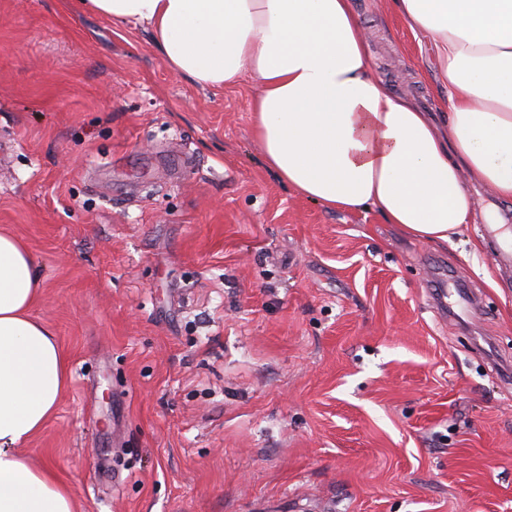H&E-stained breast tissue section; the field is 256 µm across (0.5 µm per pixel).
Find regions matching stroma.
I'll list each match as a JSON object with an SVG mask.
<instances>
[{"label":"stroma","mask_w":512,"mask_h":512,"mask_svg":"<svg viewBox=\"0 0 512 512\" xmlns=\"http://www.w3.org/2000/svg\"><path fill=\"white\" fill-rule=\"evenodd\" d=\"M353 5L375 74L439 111L391 0ZM256 92L81 0H0V232L71 368L23 454L79 512H512L505 251L480 220L421 242L301 197Z\"/></svg>","instance_id":"35a3bbf8"}]
</instances>
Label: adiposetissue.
Listing matches in <instances>:
<instances>
[{
	"mask_svg": "<svg viewBox=\"0 0 512 512\" xmlns=\"http://www.w3.org/2000/svg\"><path fill=\"white\" fill-rule=\"evenodd\" d=\"M429 44L448 130L373 71L351 0H84L149 26L167 67L209 88L251 79L253 131L267 169L303 198L373 211L420 240L467 224L472 175L512 202V0H392ZM30 250L0 234V512H77L50 462L20 448L54 416L71 379Z\"/></svg>",
	"mask_w": 512,
	"mask_h": 512,
	"instance_id": "ef3b65f1",
	"label": "adipose tissue"
}]
</instances>
